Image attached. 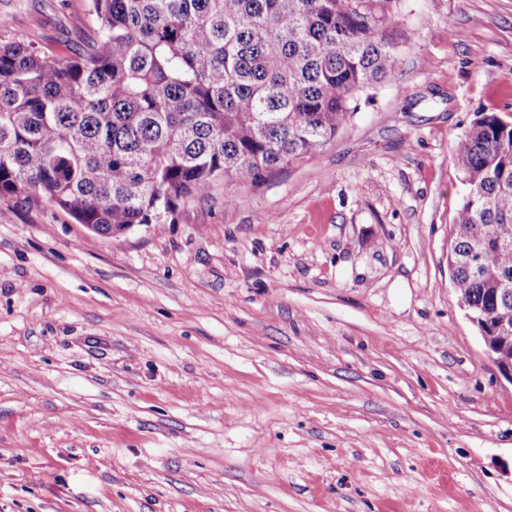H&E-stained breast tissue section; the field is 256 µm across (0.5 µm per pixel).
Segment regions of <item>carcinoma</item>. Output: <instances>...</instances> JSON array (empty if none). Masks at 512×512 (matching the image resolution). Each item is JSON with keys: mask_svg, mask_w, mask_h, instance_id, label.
<instances>
[{"mask_svg": "<svg viewBox=\"0 0 512 512\" xmlns=\"http://www.w3.org/2000/svg\"><path fill=\"white\" fill-rule=\"evenodd\" d=\"M74 56L0 42V198L93 235L174 219L218 182L261 185L320 151L397 42L370 0H87ZM467 193L448 272L512 363V120L482 113L453 156Z\"/></svg>", "mask_w": 512, "mask_h": 512, "instance_id": "obj_1", "label": "carcinoma"}]
</instances>
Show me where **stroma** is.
Segmentation results:
<instances>
[{
    "instance_id": "stroma-1",
    "label": "stroma",
    "mask_w": 512,
    "mask_h": 512,
    "mask_svg": "<svg viewBox=\"0 0 512 512\" xmlns=\"http://www.w3.org/2000/svg\"><path fill=\"white\" fill-rule=\"evenodd\" d=\"M394 76L320 152L116 238L0 198V512H512V380L451 285L512 0H386ZM0 42L93 36L0 0Z\"/></svg>"
}]
</instances>
